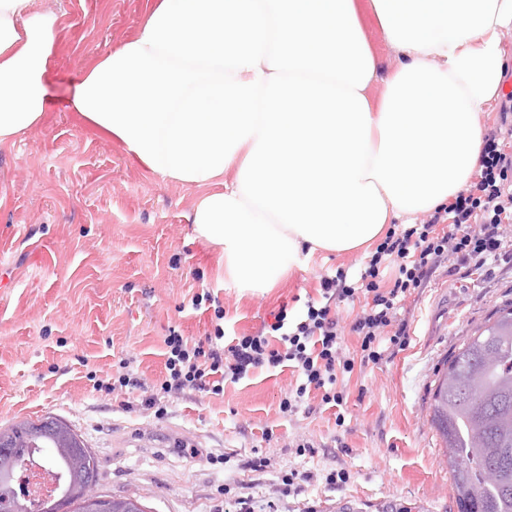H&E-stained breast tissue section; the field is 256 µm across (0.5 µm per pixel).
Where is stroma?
Here are the masks:
<instances>
[{
    "instance_id": "1",
    "label": "stroma",
    "mask_w": 512,
    "mask_h": 512,
    "mask_svg": "<svg viewBox=\"0 0 512 512\" xmlns=\"http://www.w3.org/2000/svg\"><path fill=\"white\" fill-rule=\"evenodd\" d=\"M148 2L62 0L45 120L0 148V427L64 419L98 459L99 491L136 494L149 512H224L236 495L255 512H457L428 392L439 362L512 300V265L472 275L441 261L398 311L408 346L339 377V409L315 398L282 413L297 379L289 367L254 371L219 396L168 397L161 418L139 393L94 390L123 358L147 383L161 379L165 336L197 339L215 322L193 309L196 293L218 297L226 338L264 332L280 307L297 314L320 299L322 277L356 279L373 252H317L263 293L226 285L219 248L189 219L197 189L162 180L78 121V80L133 36ZM257 456L269 467L249 470ZM292 469L308 480L287 491ZM339 470L349 482L328 485Z\"/></svg>"
}]
</instances>
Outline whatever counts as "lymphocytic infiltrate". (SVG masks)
<instances>
[{
    "mask_svg": "<svg viewBox=\"0 0 512 512\" xmlns=\"http://www.w3.org/2000/svg\"><path fill=\"white\" fill-rule=\"evenodd\" d=\"M512 221V150L503 133L485 136L477 180L471 190L459 193L431 218L403 231L388 230L384 240L360 274V286L347 282L344 272L323 277L322 301H306L302 319L291 320L280 308L268 334L240 336L224 344L223 326H215L204 340L188 343L178 332L166 336V375L154 385L143 404L164 415L162 398L187 389L220 395L225 382H237L250 370L291 364L301 382L280 402V409L293 413L319 392L326 404L343 405L337 392V376L354 369L353 360H339L338 321L331 315L330 300L352 301L364 295L367 303L350 326L360 341L362 364L379 363L385 350H403L409 343L406 323L398 322L400 304L420 288L433 267L445 257L474 272L512 260V243L504 235ZM447 230L436 233V225ZM395 269L391 286H384L382 265Z\"/></svg>",
    "mask_w": 512,
    "mask_h": 512,
    "instance_id": "lymphocytic-infiltrate-1",
    "label": "lymphocytic infiltrate"
}]
</instances>
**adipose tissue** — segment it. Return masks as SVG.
<instances>
[{
	"instance_id": "obj_1",
	"label": "adipose tissue",
	"mask_w": 512,
	"mask_h": 512,
	"mask_svg": "<svg viewBox=\"0 0 512 512\" xmlns=\"http://www.w3.org/2000/svg\"><path fill=\"white\" fill-rule=\"evenodd\" d=\"M154 0L79 79L72 111L152 173L201 188L190 215L225 282L274 287L317 251L370 244L470 187L501 96L512 0ZM60 16L0 0V147L38 126ZM363 25L365 34L374 49L381 66L390 68L393 64V59L390 56L389 49L383 40L380 28L375 18L369 13H363Z\"/></svg>"
}]
</instances>
